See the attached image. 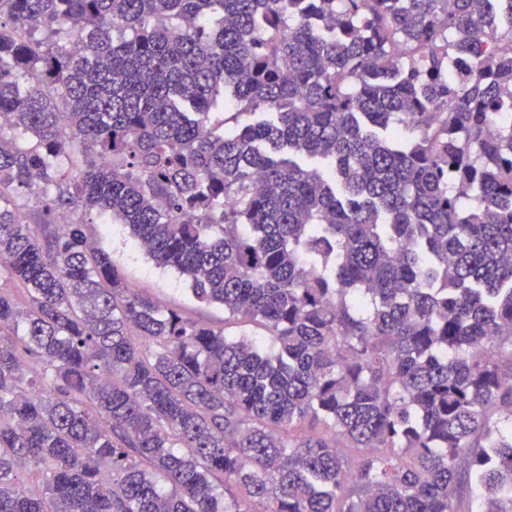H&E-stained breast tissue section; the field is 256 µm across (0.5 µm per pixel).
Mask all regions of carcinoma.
I'll return each mask as SVG.
<instances>
[{
	"mask_svg": "<svg viewBox=\"0 0 512 512\" xmlns=\"http://www.w3.org/2000/svg\"><path fill=\"white\" fill-rule=\"evenodd\" d=\"M491 10L0 0V512H512ZM93 213L267 345L130 287Z\"/></svg>",
	"mask_w": 512,
	"mask_h": 512,
	"instance_id": "obj_1",
	"label": "carcinoma"
}]
</instances>
